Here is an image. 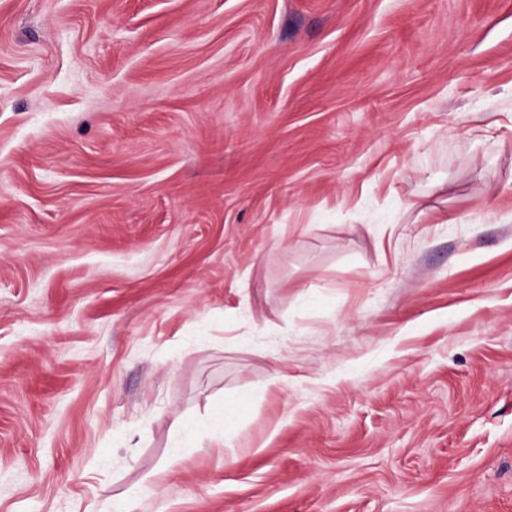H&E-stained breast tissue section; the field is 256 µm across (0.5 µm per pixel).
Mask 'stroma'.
Listing matches in <instances>:
<instances>
[{"mask_svg":"<svg viewBox=\"0 0 512 512\" xmlns=\"http://www.w3.org/2000/svg\"><path fill=\"white\" fill-rule=\"evenodd\" d=\"M0 512H512V0H0Z\"/></svg>","mask_w":512,"mask_h":512,"instance_id":"obj_1","label":"stroma"}]
</instances>
